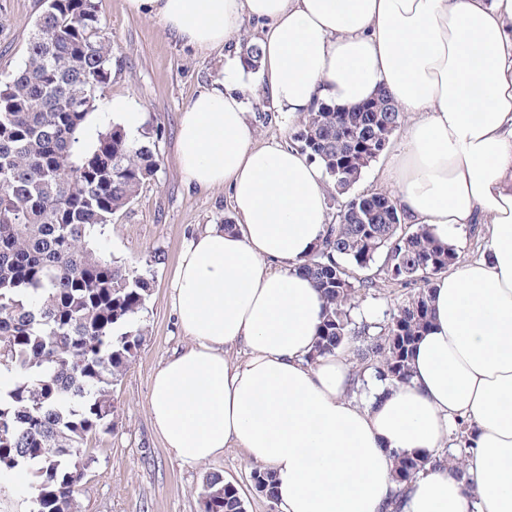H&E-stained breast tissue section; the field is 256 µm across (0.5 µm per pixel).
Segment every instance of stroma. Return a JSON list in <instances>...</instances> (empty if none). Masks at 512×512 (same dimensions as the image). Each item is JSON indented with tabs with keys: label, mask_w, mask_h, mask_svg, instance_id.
Instances as JSON below:
<instances>
[{
	"label": "stroma",
	"mask_w": 512,
	"mask_h": 512,
	"mask_svg": "<svg viewBox=\"0 0 512 512\" xmlns=\"http://www.w3.org/2000/svg\"><path fill=\"white\" fill-rule=\"evenodd\" d=\"M101 20L112 42V77L98 92L99 107L85 125L86 143L105 127L134 112L125 126L129 139L160 129L154 151L158 170L134 200L113 219L106 253L129 268L150 271L152 294L143 317L145 341L112 393L111 431L89 441L93 460L75 493L78 512H201L199 494L208 473H222L234 484L246 512H278L251 481L253 466L239 448L195 465L172 457L148 413L155 370L189 340L180 330L171 301V280L183 244L210 224L233 219L227 189L188 186L177 159L179 115L199 92L221 80L224 55L184 45L156 19L133 10L129 0H98ZM44 0H0V76L16 72ZM411 289L379 280L352 302L355 324L365 318L386 321L411 296ZM36 478L18 469L0 478V512H33Z\"/></svg>",
	"instance_id": "1"
}]
</instances>
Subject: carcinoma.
I'll return each mask as SVG.
<instances>
[{
  "instance_id": "1",
  "label": "carcinoma",
  "mask_w": 512,
  "mask_h": 512,
  "mask_svg": "<svg viewBox=\"0 0 512 512\" xmlns=\"http://www.w3.org/2000/svg\"><path fill=\"white\" fill-rule=\"evenodd\" d=\"M254 42L243 45L258 67ZM112 77V44L97 0H44L24 65L0 80V476L30 468L35 512H78L74 494L88 461L83 445L112 430V386L143 344L142 314L152 280L100 251L114 215L158 166L152 147L117 126L88 145L84 124L97 90ZM404 124L383 91L353 108L320 103L298 123L292 144L323 163L328 190L348 192ZM381 271L417 289L378 334L358 349L392 384L409 378L410 353L431 323L430 288L460 262L429 225L411 229L388 194L353 196L336 212L302 265L324 303L313 356L342 347L352 333L351 301L377 287L349 268ZM431 462L403 454L408 482ZM254 488L274 501V479L257 466ZM201 512H245L223 474L206 475Z\"/></svg>"
}]
</instances>
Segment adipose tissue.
Masks as SVG:
<instances>
[{
	"label": "adipose tissue",
	"mask_w": 512,
	"mask_h": 512,
	"mask_svg": "<svg viewBox=\"0 0 512 512\" xmlns=\"http://www.w3.org/2000/svg\"><path fill=\"white\" fill-rule=\"evenodd\" d=\"M185 44L224 53V77L178 120L186 183L227 187L236 219L180 253L172 303L188 345L156 370L152 425L199 464L235 446L275 477L279 512H512V0H129ZM259 26L247 71L236 39ZM386 90L410 116L383 172L407 221L454 243L486 224L485 257L431 292L410 378L366 403L334 351L313 356L323 301L301 270L329 224L323 164L257 140L253 105L294 125L317 102ZM243 358H230L233 349ZM470 431L466 465L446 446ZM431 457L410 482L400 454Z\"/></svg>",
	"instance_id": "ef3b65f1"
}]
</instances>
